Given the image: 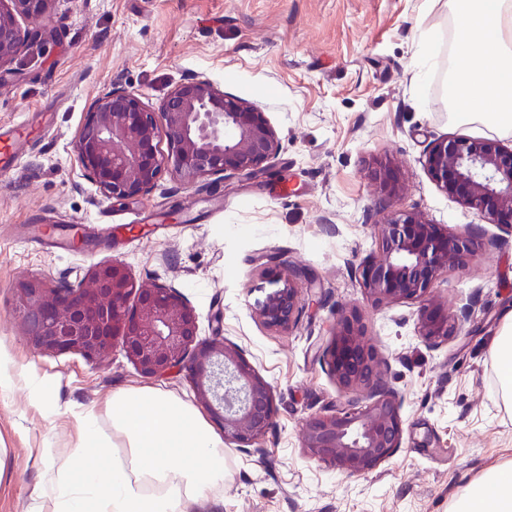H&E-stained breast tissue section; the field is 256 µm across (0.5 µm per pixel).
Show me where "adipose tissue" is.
<instances>
[{
	"mask_svg": "<svg viewBox=\"0 0 512 512\" xmlns=\"http://www.w3.org/2000/svg\"><path fill=\"white\" fill-rule=\"evenodd\" d=\"M456 19L448 108L459 119L512 131V0H446ZM497 395L512 410V310L492 347ZM104 432L88 414L76 447L43 459L50 512H194L224 492V440L178 396L113 391ZM448 512H512V460L469 482Z\"/></svg>",
	"mask_w": 512,
	"mask_h": 512,
	"instance_id": "ef3b65f1",
	"label": "adipose tissue"
}]
</instances>
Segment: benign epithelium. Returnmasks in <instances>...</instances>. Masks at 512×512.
Returning a JSON list of instances; mask_svg holds the SVG:
<instances>
[{
  "instance_id": "obj_1",
  "label": "benign epithelium",
  "mask_w": 512,
  "mask_h": 512,
  "mask_svg": "<svg viewBox=\"0 0 512 512\" xmlns=\"http://www.w3.org/2000/svg\"><path fill=\"white\" fill-rule=\"evenodd\" d=\"M49 0H0V67L26 46L17 17L36 22ZM164 132L169 151L155 140ZM279 141L255 106L218 89L208 78L176 85L160 107L150 109L136 91L112 86L95 98L75 141L81 176L104 196L135 199L148 191L167 164L192 184L213 176H254L276 156ZM425 167L448 196L487 214L495 224H512V149L490 138H444L428 145ZM380 191L396 192L387 165L375 169ZM378 253L360 267L361 287L376 305L414 300L427 308L418 334L436 347L453 336L448 316L429 309L432 283L450 267H462L479 247L470 234L448 231L416 213L398 210L378 229ZM316 282L290 266L278 287L257 301L255 312L268 328L287 330L298 316L297 281ZM33 346L40 351L78 352L97 361L121 349L146 378L185 371L198 400L224 428V442L246 450L266 433L276 414L270 384L218 336L200 338L198 316L175 287H143L123 259L93 265L87 281L59 287L46 281L22 283ZM325 356L344 392L359 391L330 414L305 420L302 447L316 460L350 473H364L391 458L403 440V398L390 387L381 359L363 340L352 317L334 326Z\"/></svg>"
}]
</instances>
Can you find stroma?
Here are the masks:
<instances>
[{
	"label": "stroma",
	"instance_id": "1",
	"mask_svg": "<svg viewBox=\"0 0 512 512\" xmlns=\"http://www.w3.org/2000/svg\"><path fill=\"white\" fill-rule=\"evenodd\" d=\"M43 36L0 75V129L25 123L28 145L0 167V512H46L37 488L45 449L76 447L79 416L112 421L113 390L153 385L188 401L183 373L148 380L121 351L92 362L34 348L19 285L75 286L96 263L123 257L137 282L176 287L218 322L273 388L277 414L257 451L228 445L224 499L207 512H448L450 499L512 459V410L497 398L491 345L512 310V227L448 197L428 174L435 139L486 137L448 110L454 20L428 0H50ZM438 66L415 79L423 43ZM204 76L257 106L279 151L257 178L209 176L181 184L164 170L135 200L104 197L74 164V143L98 92L114 84L158 107L179 83ZM398 163L399 193L383 198L377 162ZM287 190H280V177ZM415 211L449 231L488 241L451 268L432 296L457 332L432 348L416 301L374 306L358 269L377 250L375 226ZM320 288L299 294L287 332L265 327L255 302L286 266ZM356 312L403 397V441L365 474L312 459L301 446L310 415L345 396L323 358L342 313ZM57 404L34 403L26 378Z\"/></svg>",
	"mask_w": 512,
	"mask_h": 512
}]
</instances>
